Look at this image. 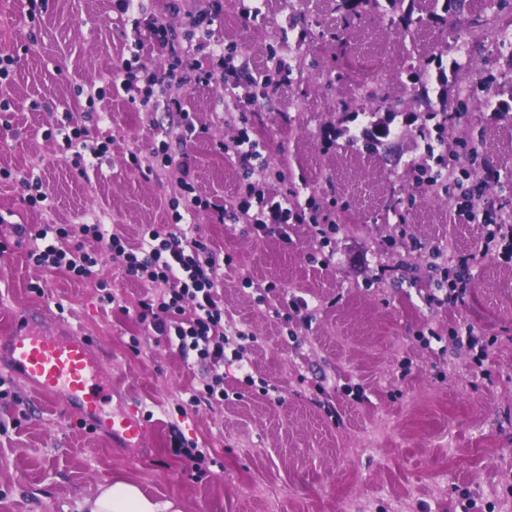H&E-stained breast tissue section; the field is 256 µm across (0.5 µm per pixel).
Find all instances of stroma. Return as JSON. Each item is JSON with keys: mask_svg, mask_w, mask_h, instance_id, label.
<instances>
[{"mask_svg": "<svg viewBox=\"0 0 512 512\" xmlns=\"http://www.w3.org/2000/svg\"><path fill=\"white\" fill-rule=\"evenodd\" d=\"M255 6L248 14L243 0H224L197 57L209 63L213 45L223 44L242 79L229 91L184 87L183 120L166 111L165 97L144 105L113 87L133 54L150 71L168 59L136 51L132 20L112 0H48L33 17L27 0H0V50L17 58L4 92L13 106L0 111V233L77 224L102 211L137 245L145 225L171 223L183 195L177 165L188 162L205 203L194 223L224 256V320L252 335L251 366L224 365L223 406L180 413L182 398L201 386V368L139 322L134 308L146 290L136 278L103 254L98 279L80 281L9 246L0 254V337L29 321L87 337L119 389L112 408L136 400L149 433L139 448L113 443L30 392L1 358L0 512H80L81 500L117 475L179 501L182 512H512V264L488 255L460 270L459 256L480 245L483 227L455 219L447 199L417 187L413 171L426 157L415 130L374 154L332 132L339 101L369 90L371 74H386L399 111L420 114L413 72L421 59L440 56L430 97L453 106L511 85L512 52L486 42L475 50L448 34L431 17L433 0H415L404 36L379 0L341 48L329 37L333 0ZM297 13L313 42L299 43ZM474 51L478 73L469 64ZM281 66L303 70L304 80L265 88ZM340 69L347 81L329 92L317 86ZM89 85L99 96H87ZM245 94L250 105L235 110ZM69 113L93 137L112 140L83 173L65 160ZM456 128L493 166L502 187L486 198L512 220V117L474 108ZM243 133L261 145L265 194L288 197L304 218L287 237L260 238L245 221L215 218L213 205L232 200L243 183L224 152ZM162 145L173 166L133 165L131 152ZM28 174L43 180L51 213L23 201L16 178ZM318 223L327 236L316 233ZM451 280L464 284L463 298L442 307L427 301L430 288ZM107 292L114 303L104 302ZM295 298L306 300V313L292 311ZM468 325L489 344L483 363L454 344ZM268 382L281 401L265 395ZM177 434L209 449L205 472L175 454Z\"/></svg>", "mask_w": 512, "mask_h": 512, "instance_id": "35a3bbf8", "label": "stroma"}]
</instances>
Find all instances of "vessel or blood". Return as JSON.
I'll return each instance as SVG.
<instances>
[{"mask_svg": "<svg viewBox=\"0 0 512 512\" xmlns=\"http://www.w3.org/2000/svg\"><path fill=\"white\" fill-rule=\"evenodd\" d=\"M12 371L44 398L61 401L68 411L91 421L97 429L140 447L149 429L137 405L109 411L111 389L105 388L104 362L84 337L26 326L0 338Z\"/></svg>", "mask_w": 512, "mask_h": 512, "instance_id": "b4317fda", "label": "vessel or blood"}]
</instances>
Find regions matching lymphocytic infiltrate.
Masks as SVG:
<instances>
[{
	"mask_svg": "<svg viewBox=\"0 0 512 512\" xmlns=\"http://www.w3.org/2000/svg\"><path fill=\"white\" fill-rule=\"evenodd\" d=\"M120 14H133L134 29L143 38L165 52L173 67L182 68L184 80L189 84L216 83L224 87L234 86L238 78L234 67L226 65L221 71L203 66L195 58L193 43L180 41L176 28L160 24L157 17L143 15L138 0H115ZM456 213L467 221L485 225L483 252L498 248V256L512 262V224L497 217L492 206L475 210L469 190H461L455 196ZM201 201L187 196L182 208L173 212L174 229L163 231L146 226L141 242L130 246L102 224L80 225V237L69 242V229L50 224L35 227L17 226L13 232L16 246L27 249L29 259L47 269H63L72 275L89 279L94 277L98 260L86 248L87 242H95L111 251L114 262L125 273L142 281L150 288L149 297L138 303L137 317L141 323L163 336L168 345L175 348L181 358L194 361L205 369L203 387L189 398L190 405L207 403L223 406L225 358L243 363L247 356L243 346L237 345L233 335L224 328V311L219 306L217 271L224 260L220 253L207 247L197 236L185 228ZM291 210L287 200H268L255 193L253 184H246L243 191L232 201L231 215L246 219L253 230L268 234H288ZM191 303L192 318H184V303Z\"/></svg>",
	"mask_w": 512,
	"mask_h": 512,
	"instance_id": "obj_1",
	"label": "lymphocytic infiltrate"
}]
</instances>
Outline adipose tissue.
<instances>
[{"instance_id":"ef3b65f1","label":"adipose tissue","mask_w":512,"mask_h":512,"mask_svg":"<svg viewBox=\"0 0 512 512\" xmlns=\"http://www.w3.org/2000/svg\"><path fill=\"white\" fill-rule=\"evenodd\" d=\"M83 512H180L171 500L157 499L143 492L132 481L117 478L84 498Z\"/></svg>"}]
</instances>
